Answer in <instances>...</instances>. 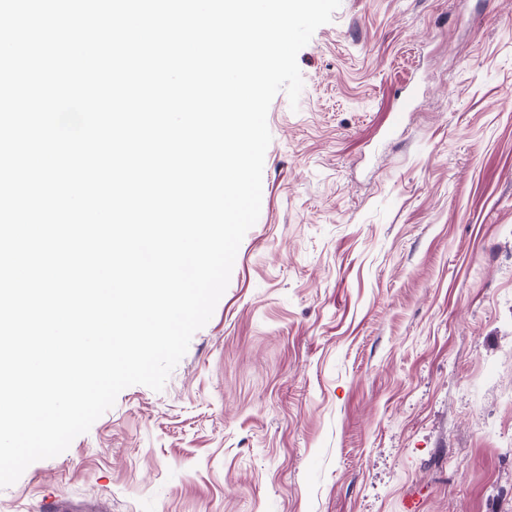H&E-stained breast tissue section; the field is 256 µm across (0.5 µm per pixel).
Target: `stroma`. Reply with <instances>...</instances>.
Listing matches in <instances>:
<instances>
[{
  "label": "stroma",
  "mask_w": 512,
  "mask_h": 512,
  "mask_svg": "<svg viewBox=\"0 0 512 512\" xmlns=\"http://www.w3.org/2000/svg\"><path fill=\"white\" fill-rule=\"evenodd\" d=\"M297 62L211 319L0 512H512V0H341ZM39 512H109L101 505L72 499L63 493L42 500Z\"/></svg>",
  "instance_id": "1"
}]
</instances>
